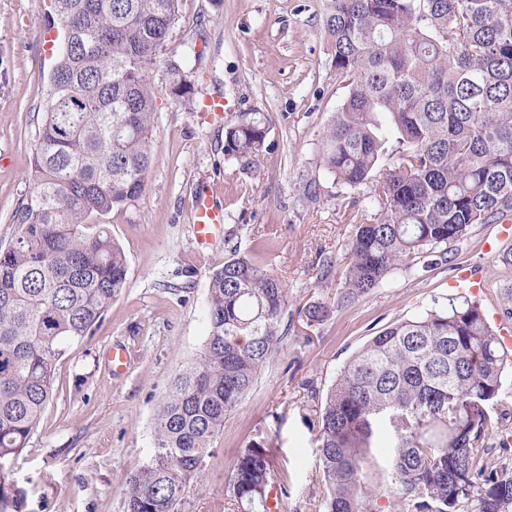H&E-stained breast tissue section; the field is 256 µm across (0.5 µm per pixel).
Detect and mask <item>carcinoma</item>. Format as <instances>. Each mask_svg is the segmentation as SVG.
Masks as SVG:
<instances>
[{"label": "carcinoma", "mask_w": 512, "mask_h": 512, "mask_svg": "<svg viewBox=\"0 0 512 512\" xmlns=\"http://www.w3.org/2000/svg\"><path fill=\"white\" fill-rule=\"evenodd\" d=\"M45 24L76 32L58 49L20 233L0 248V512H22L9 465L52 396L65 347L83 340L127 283L107 225L89 219L138 200L151 164L149 70L164 55L178 0H52ZM349 94L324 131L322 163L356 188L376 180L378 217L358 224L337 303L349 305L421 254L445 258L475 224L512 212V0H331L324 24ZM189 57L167 63L170 91L193 102ZM253 119L224 152L259 154ZM395 163L379 170L383 156ZM286 283L237 254L210 277L204 350L158 405L155 453L128 480L126 512H179L224 419L283 339ZM509 358L475 302H434L391 323L311 406L326 512H377L366 449L388 423L391 512H512V476L489 465L485 405ZM272 477L251 441L229 486L242 512H268Z\"/></svg>", "instance_id": "carcinoma-1"}]
</instances>
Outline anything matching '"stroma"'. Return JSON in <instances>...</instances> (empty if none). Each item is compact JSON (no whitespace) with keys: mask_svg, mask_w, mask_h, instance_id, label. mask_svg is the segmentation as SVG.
<instances>
[{"mask_svg":"<svg viewBox=\"0 0 512 512\" xmlns=\"http://www.w3.org/2000/svg\"><path fill=\"white\" fill-rule=\"evenodd\" d=\"M329 0H179L167 55L193 49L194 104L172 97L164 63L150 73L156 115L151 165L141 197L106 215L127 258V284L103 320L57 364L52 397L11 480L26 512H123L127 480L154 454V418L174 375L203 351L212 273L245 248L282 276L284 338L241 404L224 420L181 512H240L228 477L250 440L272 461L268 512H324L314 397L372 336L458 295L474 271L475 293L497 334L512 333L504 303L512 289V215L476 224L436 264L399 266L355 303H336L355 225L378 212L373 186L341 185L321 162L323 132L347 94L336 78L323 20ZM51 0H0V247L20 232L13 213L31 190L33 158L60 27L43 17ZM224 100L221 117L208 100ZM263 121L262 152L225 154L227 126ZM208 188L224 209V234L200 248L190 222L196 193ZM329 278H321L325 261ZM314 302L330 312L308 323ZM129 363L113 374L109 353ZM500 470L512 471V367L487 405Z\"/></svg>","mask_w":512,"mask_h":512,"instance_id":"35a3bbf8","label":"stroma"}]
</instances>
